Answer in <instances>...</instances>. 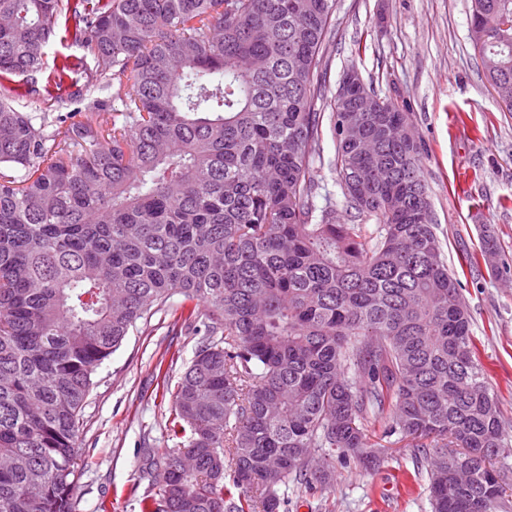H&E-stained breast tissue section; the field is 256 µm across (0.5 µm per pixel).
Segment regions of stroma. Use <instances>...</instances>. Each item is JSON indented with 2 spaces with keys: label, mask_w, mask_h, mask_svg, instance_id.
<instances>
[{
  "label": "stroma",
  "mask_w": 512,
  "mask_h": 512,
  "mask_svg": "<svg viewBox=\"0 0 512 512\" xmlns=\"http://www.w3.org/2000/svg\"><path fill=\"white\" fill-rule=\"evenodd\" d=\"M469 7L470 0H336L323 66L327 96L353 68L380 95L408 105L426 144L431 219L449 270L464 284L475 357L499 394L512 465V112L497 105L487 83L470 40ZM85 56L59 30L41 70L11 77L14 105L46 107L59 89L100 97L80 64ZM319 151L315 180L335 198L337 221L356 222L329 167L331 130H323ZM488 233L500 244L494 269L482 257ZM189 307L173 295L99 365L79 431L76 512H147V452L174 445V411L163 386L176 384L200 342L184 322ZM427 469L394 441L379 469H338L332 487L290 495L288 512H430Z\"/></svg>",
  "instance_id": "1"
}]
</instances>
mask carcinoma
Returning <instances> with one entry per match:
<instances>
[{"mask_svg":"<svg viewBox=\"0 0 512 512\" xmlns=\"http://www.w3.org/2000/svg\"><path fill=\"white\" fill-rule=\"evenodd\" d=\"M335 0H0V78L38 71L69 14L107 96L41 111L0 84V512H74L96 369L179 293L204 335L170 391L183 441L154 512H280L376 470L382 437L429 462L431 512H503L500 398L430 219L410 113L325 101ZM470 33L512 112V0ZM331 112H325L326 108ZM347 207L311 175L323 121ZM230 484H225V479Z\"/></svg>","mask_w":512,"mask_h":512,"instance_id":"1","label":"carcinoma"}]
</instances>
